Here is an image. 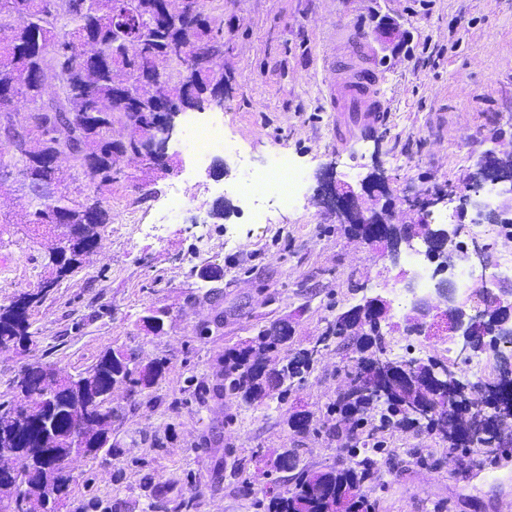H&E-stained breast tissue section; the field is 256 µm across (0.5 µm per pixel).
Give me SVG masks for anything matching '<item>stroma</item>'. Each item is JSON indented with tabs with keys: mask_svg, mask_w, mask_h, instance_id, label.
<instances>
[{
	"mask_svg": "<svg viewBox=\"0 0 512 512\" xmlns=\"http://www.w3.org/2000/svg\"><path fill=\"white\" fill-rule=\"evenodd\" d=\"M364 29L371 62L384 73L381 92L388 121L371 135L335 147L336 115L326 100L334 73L337 23ZM228 87L219 115L239 148L222 156L226 173L210 176L178 131L169 146L182 164L145 182L140 164L125 160L112 185V221L82 264L62 277L30 318L32 340L0 349V398L13 394L19 370L46 362L76 375L109 348L133 350L140 361H169L164 376L137 401L112 392L123 420L111 440L115 453L69 459L66 494L58 512H150L152 489L168 500L193 498L196 512H260L254 496L240 493L245 473L264 468L280 448L299 447L316 469L338 461L337 440L300 439L277 404L198 402L193 389L211 386L225 349L255 336L278 319L293 318L295 340L315 343L334 312L362 295L394 283L398 268H384L371 248L352 240L334 214L318 204L320 175L352 185L362 201L389 212L394 224L419 217L404 200L408 189L447 194L434 214L456 208L462 181L491 148L496 130L512 126V0H224V56ZM285 154L307 172L300 210L276 212L268 224L232 214L214 216L223 197L245 204L232 190L243 166L261 170ZM385 192L372 200L363 182L377 171ZM0 192V306L34 291L50 272L49 238L27 222L24 177L13 172ZM180 189L185 208L177 220L161 217L167 197ZM205 219L209 237L198 241L194 224ZM165 223L162 238L149 225ZM235 232L226 242L225 228ZM223 271L219 283L202 277ZM221 293L210 296L212 286ZM165 311L162 334L144 330V308ZM386 337L393 361L441 360L444 335L418 336L401 326ZM210 334H202V327ZM353 354L322 348L308 382L290 406L327 420L325 406L347 382ZM398 455L431 449L428 466H384L363 492L374 512H512V453H449L440 435L411 426L394 431ZM245 473H237L238 465Z\"/></svg>",
	"mask_w": 512,
	"mask_h": 512,
	"instance_id": "obj_1",
	"label": "stroma"
}]
</instances>
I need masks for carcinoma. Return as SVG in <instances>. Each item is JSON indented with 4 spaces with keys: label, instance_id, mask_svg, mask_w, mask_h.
<instances>
[{
    "label": "carcinoma",
    "instance_id": "carcinoma-1",
    "mask_svg": "<svg viewBox=\"0 0 512 512\" xmlns=\"http://www.w3.org/2000/svg\"><path fill=\"white\" fill-rule=\"evenodd\" d=\"M64 7L58 0H0V156L12 153L11 166L26 175L28 223L43 225L55 235L52 247V272L45 282L57 284L64 265L82 263L100 239L99 227L112 220V173L118 158L128 156L145 164L141 156V139L149 119L157 111L162 98L178 95L185 106L206 102V90L214 81L224 79L194 67L193 58L224 47V14L202 2L191 3L184 12H166L161 0H71ZM90 38L98 46L101 67L91 73L82 49ZM53 74V91L46 93L37 74ZM154 72L159 85L153 90L139 86L140 74ZM191 84L194 94H179ZM29 113L30 127L17 130L11 116ZM118 121L130 128L124 140L112 139V124ZM68 148L71 168L87 177L95 187V196L84 202L69 196L65 170L47 169L39 159L52 158ZM69 224L78 237L69 246L63 244L64 233L58 224ZM30 312L23 314L13 305L0 306V347L29 340ZM166 313L144 309L142 326L159 335L164 331ZM336 349H355L358 363L375 362L386 352L384 336L370 328L358 334L355 326L335 317L309 348L281 352L294 343L291 327L279 322L261 328L249 341L224 352V371L213 386V397L227 402L243 401L262 404L274 399L288 403L293 390L307 382L314 356L330 340ZM109 349L98 361L76 375L75 385L85 384L89 392L72 398L71 412L58 415L60 425L76 428L84 438L105 436L109 443L112 423L120 420L112 414V422L103 423L87 411L90 403H100L110 396L116 385L124 386L136 397L152 386L165 373L168 359L160 358L141 365L133 352L122 362ZM36 371L40 396L46 400L58 396L54 380L55 365L24 367L19 374ZM430 366L415 368L412 386L392 379L386 384L390 399L382 407L364 392L362 374L352 382L356 391L337 396L326 406L329 415L340 421L327 429L331 436H343L348 442L347 456L340 463L313 469L300 465L299 449L284 448L276 453L273 468L292 473L284 485L267 471L245 480L248 490L262 495L259 505L264 512H326L330 503L341 499L343 512H370L371 505L361 494L364 484H371L383 464H392L390 451L377 439V434L405 423L416 425L421 432L432 433L431 425L410 416L405 406L428 402L422 392ZM19 394L0 400V427L10 425L12 411L29 393L26 382H16ZM451 403L448 426L456 437H448V449L466 441L468 423L477 410L461 399L454 382L440 393ZM287 424L298 435L311 431L313 414L309 411H287ZM17 432L29 451L42 454L44 448H61L63 454L48 468H34L18 477L15 470L0 467V512H29L32 492L51 496L63 492L69 484L63 462L80 449L57 443L32 429L31 418L16 423Z\"/></svg>",
    "mask_w": 512,
    "mask_h": 512
}]
</instances>
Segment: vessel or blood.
<instances>
[{
  "label": "vessel or blood",
  "instance_id": "1",
  "mask_svg": "<svg viewBox=\"0 0 512 512\" xmlns=\"http://www.w3.org/2000/svg\"><path fill=\"white\" fill-rule=\"evenodd\" d=\"M340 51L336 78L328 89L331 111L336 114V142L370 132L389 118L388 101L378 92L380 73L370 63L371 43L366 34L340 26L336 31Z\"/></svg>",
  "mask_w": 512,
  "mask_h": 512
}]
</instances>
